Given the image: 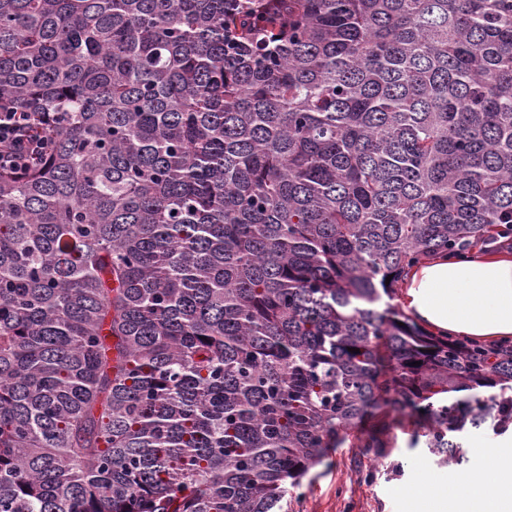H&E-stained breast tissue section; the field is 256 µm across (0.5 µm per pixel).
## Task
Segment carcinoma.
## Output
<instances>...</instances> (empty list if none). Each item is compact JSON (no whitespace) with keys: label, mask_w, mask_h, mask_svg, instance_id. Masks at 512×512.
Segmentation results:
<instances>
[{"label":"carcinoma","mask_w":512,"mask_h":512,"mask_svg":"<svg viewBox=\"0 0 512 512\" xmlns=\"http://www.w3.org/2000/svg\"><path fill=\"white\" fill-rule=\"evenodd\" d=\"M0 102L51 143L0 172V512H277L372 411L512 424V343L389 303L512 236V0H0Z\"/></svg>","instance_id":"1"}]
</instances>
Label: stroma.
<instances>
[{
    "instance_id": "35a3bbf8",
    "label": "stroma",
    "mask_w": 512,
    "mask_h": 512,
    "mask_svg": "<svg viewBox=\"0 0 512 512\" xmlns=\"http://www.w3.org/2000/svg\"><path fill=\"white\" fill-rule=\"evenodd\" d=\"M386 439L389 449L381 458L366 448L333 449L310 470L302 487L289 491L281 512H409L417 464L450 484L461 474L484 468L483 449L503 437L485 428L470 430L462 438L464 452L458 465L441 463L424 437L414 434L410 417L390 423Z\"/></svg>"
}]
</instances>
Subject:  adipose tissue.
I'll list each match as a JSON object with an SVG mask.
<instances>
[{
    "label": "adipose tissue",
    "mask_w": 512,
    "mask_h": 512,
    "mask_svg": "<svg viewBox=\"0 0 512 512\" xmlns=\"http://www.w3.org/2000/svg\"><path fill=\"white\" fill-rule=\"evenodd\" d=\"M402 303L440 333L511 340L512 254L439 258L415 268ZM484 454L487 469L462 475L457 490L424 480L412 497V512H512V448H488Z\"/></svg>",
    "instance_id": "ef3b65f1"
}]
</instances>
